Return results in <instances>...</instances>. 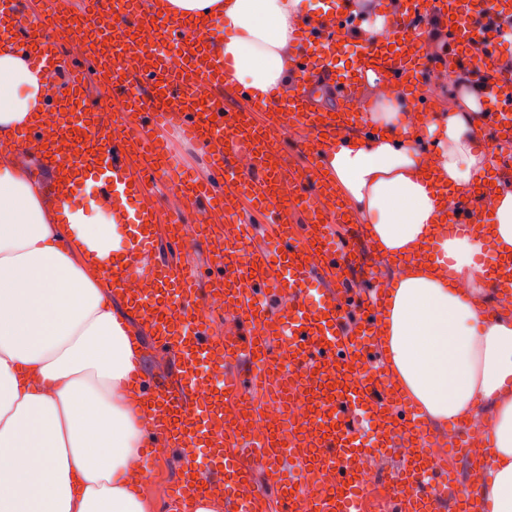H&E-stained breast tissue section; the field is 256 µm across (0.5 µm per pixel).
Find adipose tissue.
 Wrapping results in <instances>:
<instances>
[{
	"instance_id": "adipose-tissue-1",
	"label": "adipose tissue",
	"mask_w": 512,
	"mask_h": 512,
	"mask_svg": "<svg viewBox=\"0 0 512 512\" xmlns=\"http://www.w3.org/2000/svg\"><path fill=\"white\" fill-rule=\"evenodd\" d=\"M300 0H165L172 17L216 20V51L260 98L296 87L292 58ZM53 70L0 42V140L39 117ZM381 130L337 137L326 162L368 225L394 282L380 328L396 387L437 424L489 418L494 467L478 490L512 512V309L486 316L488 269L512 252V190L497 193L482 235H441L442 189L463 191L490 166L478 149L475 95L443 120L401 117L396 88L369 74ZM432 137L434 150L422 147ZM436 246L435 261L415 255ZM111 212L61 216L17 167L0 159V512H147L129 478L148 421L129 388L138 373L124 316L102 284L103 261L123 251Z\"/></svg>"
}]
</instances>
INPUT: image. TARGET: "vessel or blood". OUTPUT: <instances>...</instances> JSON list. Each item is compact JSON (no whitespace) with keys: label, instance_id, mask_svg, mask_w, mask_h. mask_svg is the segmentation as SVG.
I'll use <instances>...</instances> for the list:
<instances>
[{"label":"vessel or blood","instance_id":"obj_1","mask_svg":"<svg viewBox=\"0 0 512 512\" xmlns=\"http://www.w3.org/2000/svg\"><path fill=\"white\" fill-rule=\"evenodd\" d=\"M161 0H88L87 13L98 21L97 45L91 48L86 70H72L67 95L47 91V107L60 115L52 135L40 123L19 132L18 144L42 141L50 164L48 185L58 207L74 209L81 182L92 180L101 206L111 208L116 223L129 231L122 258L105 271L114 298L151 337L155 348L170 355L176 381L141 376L132 388L152 422L143 432V447L163 439L181 464L173 500L180 512L200 497L220 498L225 512H269V493L255 480L247 457L251 436L230 420L227 409L252 412L254 391L274 387L278 403L304 404L302 418L279 415L270 421L261 441L271 451V475L286 512H362L368 489L356 468L358 458L377 451L399 452L402 465L387 473L398 512H440L443 503L455 512H485L474 486H461L451 475L437 478L427 451L439 435L391 385L383 366L379 326L387 305V291L374 289L368 297L343 295L342 284L357 262L351 248L337 245L332 227L351 223L343 208L325 211L312 203L313 195L331 191L323 147L336 136L359 129L373 130L359 111L349 106L354 86L375 73L399 86L412 111L428 114L435 103L423 97L420 85L432 66L427 32L433 21L449 26L451 69H459L462 49L482 45L472 77L481 84L491 108L482 121L494 134L491 152L512 139V68L502 62L503 48L512 34V0H407L404 12L386 33L361 41L351 39L361 27L347 8V0H326L322 12L302 18L294 68L306 84L288 99L256 98L237 83L223 58L212 55L217 23H202L166 15ZM18 0H0V41L10 42L34 63L57 69L64 66L61 41L80 22L64 0H49L39 26L20 30ZM462 23H454L455 15ZM126 39L108 43L114 26ZM178 44L185 55L180 70H169L150 38ZM346 46L351 66L337 79L333 60L338 46ZM97 76L112 98V109L99 111L89 104L84 84ZM338 85L339 106L323 109L309 87L318 82ZM208 85L207 96H196V84ZM243 108L229 109L227 97ZM315 139L312 164L297 170L287 164L284 141L296 129ZM173 132L206 152L211 178L199 180L164 147L165 133ZM250 155L253 166L238 175L239 161ZM493 170L480 176L467 194L446 192L447 206L440 233L479 234L489 221L481 207L499 187L497 170L512 162L496 159ZM172 187L197 211L208 208L224 216L223 223L199 225L204 241L218 237L222 248L209 252V281L198 285L194 269L169 264L157 246L160 222L168 237L183 244V217L160 218L153 202L160 180ZM291 184L283 195L282 184ZM269 211L276 227L275 256L251 245L254 209ZM328 281L316 304L307 301L306 287L314 277ZM223 296L238 315L232 340L209 332L212 313L204 302ZM362 311L354 328H347L349 308ZM247 357L252 365L247 380L207 379L203 362ZM364 412L368 434H360L351 417ZM211 456L209 469L196 464V448ZM301 471L328 470L333 483L328 494L307 497L302 488L283 477L286 463Z\"/></svg>","mask_w":512,"mask_h":512}]
</instances>
